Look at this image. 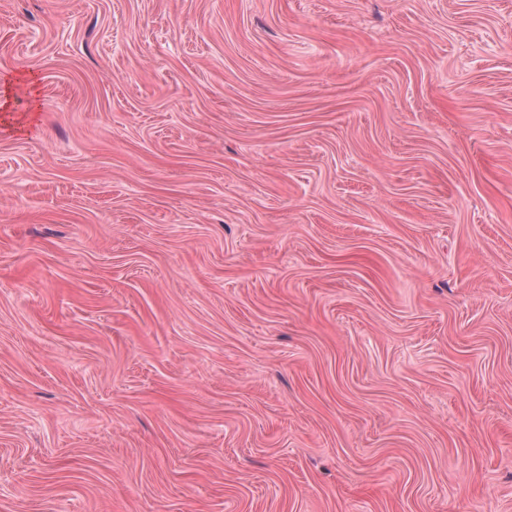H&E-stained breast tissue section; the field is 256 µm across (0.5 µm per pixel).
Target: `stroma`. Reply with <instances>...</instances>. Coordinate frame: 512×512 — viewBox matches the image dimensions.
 <instances>
[{
    "label": "stroma",
    "mask_w": 512,
    "mask_h": 512,
    "mask_svg": "<svg viewBox=\"0 0 512 512\" xmlns=\"http://www.w3.org/2000/svg\"><path fill=\"white\" fill-rule=\"evenodd\" d=\"M0 512H512V0H0Z\"/></svg>",
    "instance_id": "35a3bbf8"
}]
</instances>
